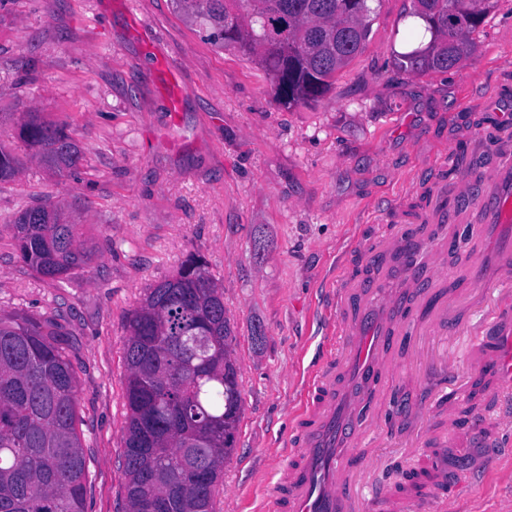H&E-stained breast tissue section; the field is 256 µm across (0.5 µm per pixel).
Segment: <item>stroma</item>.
I'll return each instance as SVG.
<instances>
[{
	"instance_id": "1",
	"label": "stroma",
	"mask_w": 512,
	"mask_h": 512,
	"mask_svg": "<svg viewBox=\"0 0 512 512\" xmlns=\"http://www.w3.org/2000/svg\"><path fill=\"white\" fill-rule=\"evenodd\" d=\"M364 50L318 101L279 106L256 64L207 44L173 0H0V127L37 112L66 125L83 156L58 178L27 151L0 184V309L50 317L69 334L77 411L90 472L87 512H124L122 433L127 408L125 317L145 288L201 252L224 292L235 336L243 412L224 465L217 512H268L286 440L307 397L306 377L330 350L335 319L323 289L336 269L364 271L379 236L410 224L417 188L464 180L482 189L499 156L478 173L445 165L474 142L468 121L512 122V0H498L459 68L417 74L394 54L408 36L411 0H373ZM183 95L172 104L168 63ZM48 197L87 224L94 255L69 281L36 275L4 222ZM498 241L460 243L442 257L463 277L496 268ZM482 294L459 292L444 323L416 325L390 356L399 375L373 397L374 433L353 448L360 493H382L384 512L430 454L446 463L437 489L450 512H512V446L499 422L512 398L463 393L482 318ZM455 358V374L441 371ZM418 406L410 417L406 405ZM485 422L491 462L468 492L454 478L470 456L449 445Z\"/></svg>"
}]
</instances>
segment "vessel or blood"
Here are the masks:
<instances>
[{
    "label": "vessel or blood",
    "instance_id": "vessel-or-blood-1",
    "mask_svg": "<svg viewBox=\"0 0 512 512\" xmlns=\"http://www.w3.org/2000/svg\"><path fill=\"white\" fill-rule=\"evenodd\" d=\"M493 145L500 155L489 187L473 199L470 187L458 182L455 198L461 208L479 204L480 237L492 226L512 223V132L497 136ZM453 240L437 220L421 225L419 232L401 231L381 238L368 252L367 264L383 258L409 256L427 244L426 262L411 261L403 267L405 291L417 293L429 280H443L439 258ZM469 281L473 287L492 292L488 311V336L478 340L470 355L473 366L493 371L504 388L512 387V239L500 247L495 278L475 265ZM336 315V336L321 368L307 384L308 398L288 440L286 463L272 496L273 512H351L350 490L344 479L351 447L372 428L359 425L353 412L359 403L358 389L394 382L398 376L386 357V349L405 319L399 311L400 294L382 289L380 278H353L338 274L331 289ZM389 512H447L448 502L439 497L403 498L388 503Z\"/></svg>",
    "mask_w": 512,
    "mask_h": 512
}]
</instances>
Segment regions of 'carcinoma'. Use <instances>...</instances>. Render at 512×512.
Here are the masks:
<instances>
[{
    "label": "carcinoma",
    "mask_w": 512,
    "mask_h": 512,
    "mask_svg": "<svg viewBox=\"0 0 512 512\" xmlns=\"http://www.w3.org/2000/svg\"><path fill=\"white\" fill-rule=\"evenodd\" d=\"M218 50L263 69L275 100L294 107L324 96L362 52L371 0H174ZM495 0H413V41L396 63L447 72L475 46ZM57 176L82 162L60 126L25 113L0 137V182L13 179L14 143ZM20 259L64 281L89 260L83 225L48 199L7 221ZM125 512H216L224 462L242 415L239 367L222 287L200 253L145 290L126 320ZM77 377L66 333L52 318L0 311V512H87V469L76 413Z\"/></svg>",
    "instance_id": "1"
}]
</instances>
